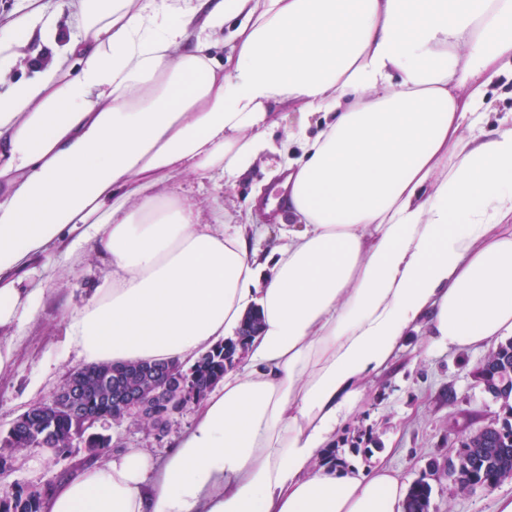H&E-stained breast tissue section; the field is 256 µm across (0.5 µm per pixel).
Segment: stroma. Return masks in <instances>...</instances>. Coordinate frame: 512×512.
Wrapping results in <instances>:
<instances>
[{
    "instance_id": "stroma-1",
    "label": "stroma",
    "mask_w": 512,
    "mask_h": 512,
    "mask_svg": "<svg viewBox=\"0 0 512 512\" xmlns=\"http://www.w3.org/2000/svg\"><path fill=\"white\" fill-rule=\"evenodd\" d=\"M23 0H0V38L17 42L14 66L0 73V91L15 81L34 77L47 67L56 51L77 33V21L68 7H60L55 40L24 37L7 28L10 15L18 13ZM277 158L260 156L240 177L224 184L225 220L250 223L252 249L270 254L281 245V229L291 218L285 207L249 212L253 189L275 198L286 195V176L276 169ZM111 258L97 243L89 242L65 257L39 255L29 267L27 279L45 282L48 292L36 315L20 327L0 329V344L11 346L14 366L0 374V434H5L18 415L48 401L71 372L82 368L77 352L68 346L63 309L79 307L92 288L111 273ZM485 350L464 346H430L426 328L408 336L389 367L367 383L362 398L336 438V455L345 462L369 463L384 455L387 464L408 481L424 480L432 488L429 512H497V502L512 496V480L492 490L458 491L447 477L448 459L462 434L491 422L512 417V409L486 394L474 376L486 358ZM195 410L174 415L163 432L133 421L108 423L105 432L124 442L158 453L191 426ZM84 448L71 452L44 453L42 448L18 454L8 471L11 486L41 487L72 473Z\"/></svg>"
}]
</instances>
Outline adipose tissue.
<instances>
[{
  "label": "adipose tissue",
  "mask_w": 512,
  "mask_h": 512,
  "mask_svg": "<svg viewBox=\"0 0 512 512\" xmlns=\"http://www.w3.org/2000/svg\"><path fill=\"white\" fill-rule=\"evenodd\" d=\"M82 33L0 93V328L33 257L98 241L112 274L64 310L86 364L193 363L261 325L163 455L80 466L45 512H404L379 463L326 464L408 332L512 336V0H68ZM232 43L234 55L216 54ZM318 115L273 146L270 111ZM287 163L298 216L259 258L225 180ZM210 181L207 212L156 189Z\"/></svg>",
  "instance_id": "1"
}]
</instances>
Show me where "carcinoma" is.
Returning <instances> with one entry per match:
<instances>
[{
    "mask_svg": "<svg viewBox=\"0 0 512 512\" xmlns=\"http://www.w3.org/2000/svg\"><path fill=\"white\" fill-rule=\"evenodd\" d=\"M240 336L219 343L195 363L186 367L179 362H140L116 365L101 362L85 367L84 404L91 416L112 418L118 410L112 404V383L119 379L152 396V416L136 418L144 427L155 424L186 409L191 401L182 396V385L192 379L199 385L196 399H202L223 378L226 364L237 355ZM512 341L499 346L489 354L482 378L488 385L489 395L507 404L512 400ZM80 439L88 454L83 461H96L112 447V438L102 434L83 418L72 416L51 406L28 410L14 421L12 427L0 438V474L10 470L12 459L24 450L49 444L59 451H68L73 441ZM479 443V450L462 452L448 459V470L457 481L460 490L471 488L473 481H482L490 488L512 478V422L505 421L492 428L486 426L466 436L462 447ZM45 489L16 488L0 497V512H43ZM431 486L419 480L411 488L406 500L405 512H428Z\"/></svg>",
    "mask_w": 512,
    "mask_h": 512,
    "instance_id": "obj_1",
    "label": "carcinoma"
}]
</instances>
